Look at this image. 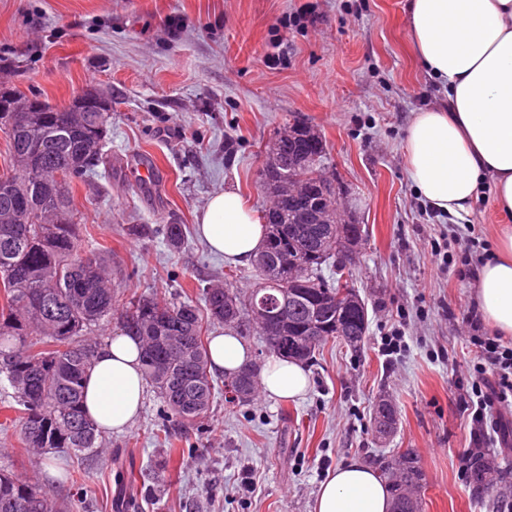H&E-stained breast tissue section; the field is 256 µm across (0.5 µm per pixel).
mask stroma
<instances>
[{
	"mask_svg": "<svg viewBox=\"0 0 512 512\" xmlns=\"http://www.w3.org/2000/svg\"><path fill=\"white\" fill-rule=\"evenodd\" d=\"M0 86L55 108L90 88L112 96L107 165L73 183L84 250L112 258L124 295L171 299L231 275L257 282L195 233L209 197L238 190L264 209L257 183L268 142L298 116L325 143L351 221L368 240L353 278L368 308L357 351L328 344L301 398L263 391L245 405L217 399L202 424L164 426L146 392L134 424L86 463L90 512H312L338 465L373 467L412 452L426 479L423 512H512V450L488 439L502 473L472 496L464 458L474 436L456 380L488 376L456 314L471 308L472 278L490 258L500 218L490 189L460 220L423 202L404 160L406 128L439 94L408 37L405 0H0ZM159 180L143 189V163ZM185 224L180 250L131 224ZM401 332L400 349L382 340ZM390 400L399 425L375 438L371 415ZM18 431L0 430V465L38 477L56 498L79 487L59 460L21 456Z\"/></svg>",
	"mask_w": 512,
	"mask_h": 512,
	"instance_id": "stroma-1",
	"label": "stroma"
}]
</instances>
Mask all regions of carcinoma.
I'll return each instance as SVG.
<instances>
[{
  "label": "carcinoma",
  "mask_w": 512,
  "mask_h": 512,
  "mask_svg": "<svg viewBox=\"0 0 512 512\" xmlns=\"http://www.w3.org/2000/svg\"><path fill=\"white\" fill-rule=\"evenodd\" d=\"M112 114L88 112L79 100L63 108L45 107L24 113L22 122L3 131L8 169L0 173V390L11 398L15 412L9 424L19 427V453L64 452L76 466L67 470L72 481L81 478L85 460L103 451V434L83 413L84 380L98 343L93 328L117 321L121 330L141 339L146 384L162 399L167 417L182 426L200 423L222 394V384L208 368L206 333L212 324L234 326L241 333L269 331L283 344L298 339L311 320L327 325L318 338L285 357L312 363L329 340L356 351L367 330L368 317L355 312L336 316L355 288L336 299V287L349 284V268L337 263L340 252L351 251L352 240L364 241L366 230L336 208V193L317 196L331 211L329 224H305L296 209L283 205L276 219L261 214L266 240L256 255L259 282L241 296L231 281L202 290L195 301L185 296L171 302L154 296H120L108 273L109 260L100 252L82 250V217L71 195L74 179H85L107 164L103 153ZM325 159V144L312 126L295 120L283 126L267 146L265 163L281 186H293L304 198L315 189L323 169L298 159L299 150ZM167 244H185L184 224H165ZM268 302H288L285 319L264 329L263 314L248 302L262 295ZM231 378L238 382L245 403L259 384L253 365ZM398 424L389 403L378 405L373 428L380 438L385 421ZM400 482L391 485V512H422L416 488L424 481L417 463L404 456ZM0 512H72L71 504L48 494L41 485L0 470Z\"/></svg>",
  "instance_id": "1"
}]
</instances>
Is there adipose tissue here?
<instances>
[{
  "label": "adipose tissue",
  "mask_w": 512,
  "mask_h": 512,
  "mask_svg": "<svg viewBox=\"0 0 512 512\" xmlns=\"http://www.w3.org/2000/svg\"><path fill=\"white\" fill-rule=\"evenodd\" d=\"M410 37L427 76L441 87L434 105L415 112L404 140L406 167L432 209L463 219L483 187L501 217L492 259L477 270L473 297L497 335L512 337V0H406ZM211 251L231 264L252 260L263 244L258 213L233 189L211 196L197 217ZM210 370H238L251 357L244 341L212 336ZM266 394L296 399L309 387L300 362L272 357L261 374ZM135 337L117 334L97 350L84 383V409L105 432H122L139 415L145 394ZM388 483L354 460L322 484L313 512H389Z\"/></svg>",
  "instance_id": "adipose-tissue-1"
}]
</instances>
